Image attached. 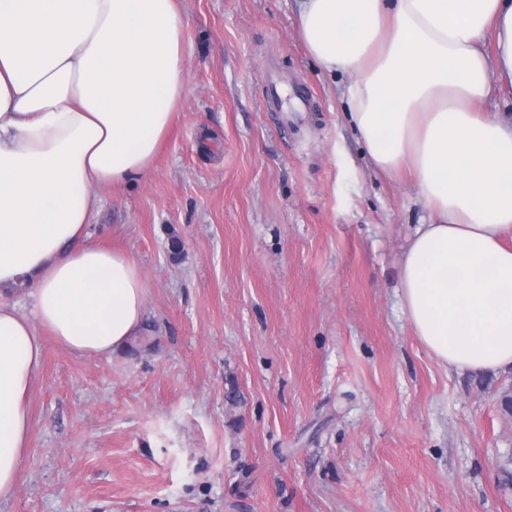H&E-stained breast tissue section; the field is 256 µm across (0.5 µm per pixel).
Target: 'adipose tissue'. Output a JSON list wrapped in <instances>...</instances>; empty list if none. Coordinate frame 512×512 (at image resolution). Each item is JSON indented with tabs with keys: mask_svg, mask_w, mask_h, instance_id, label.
Wrapping results in <instances>:
<instances>
[{
	"mask_svg": "<svg viewBox=\"0 0 512 512\" xmlns=\"http://www.w3.org/2000/svg\"><path fill=\"white\" fill-rule=\"evenodd\" d=\"M299 34L349 75L372 167L429 212L399 258L413 335L449 371H512V0H298ZM176 0H0V502L17 491L44 335L110 355L144 328L138 262L94 239L102 189L151 168L185 88ZM27 291L30 314L3 296ZM484 112L509 122L512 121V96L494 90L483 106Z\"/></svg>",
	"mask_w": 512,
	"mask_h": 512,
	"instance_id": "ef3b65f1",
	"label": "adipose tissue"
}]
</instances>
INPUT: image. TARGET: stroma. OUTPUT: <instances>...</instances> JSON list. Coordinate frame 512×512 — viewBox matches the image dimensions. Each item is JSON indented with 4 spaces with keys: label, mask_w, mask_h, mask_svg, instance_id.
I'll list each match as a JSON object with an SVG mask.
<instances>
[{
    "label": "stroma",
    "mask_w": 512,
    "mask_h": 512,
    "mask_svg": "<svg viewBox=\"0 0 512 512\" xmlns=\"http://www.w3.org/2000/svg\"><path fill=\"white\" fill-rule=\"evenodd\" d=\"M178 7L173 126L91 224L140 265L146 328L108 357L45 337L0 512H512V373L445 370L409 329L428 212L370 167L346 75L306 55L296 0Z\"/></svg>",
    "instance_id": "stroma-1"
}]
</instances>
